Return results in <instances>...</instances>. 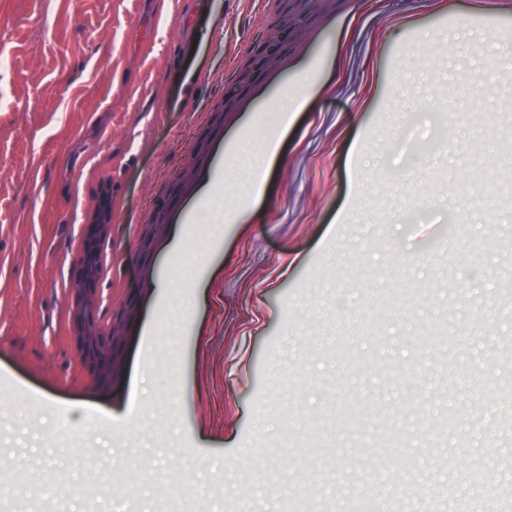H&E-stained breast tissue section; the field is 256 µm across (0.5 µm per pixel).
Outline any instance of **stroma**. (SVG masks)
<instances>
[{
    "mask_svg": "<svg viewBox=\"0 0 512 512\" xmlns=\"http://www.w3.org/2000/svg\"><path fill=\"white\" fill-rule=\"evenodd\" d=\"M254 101L262 191L226 160L141 301L159 176L266 27L263 0H0V503L11 512H512V17L372 0ZM330 83L332 94L317 93ZM112 192L102 302H135L109 417L68 330L72 243ZM233 210L237 221L217 229ZM221 267L185 284L190 268ZM355 407L358 420L341 412ZM98 427L99 439L84 429ZM212 443L198 447L195 433ZM317 437L322 449L307 448ZM491 468V486L470 482ZM66 473L82 495L64 494Z\"/></svg>",
    "mask_w": 512,
    "mask_h": 512,
    "instance_id": "35a3bbf8",
    "label": "stroma"
}]
</instances>
